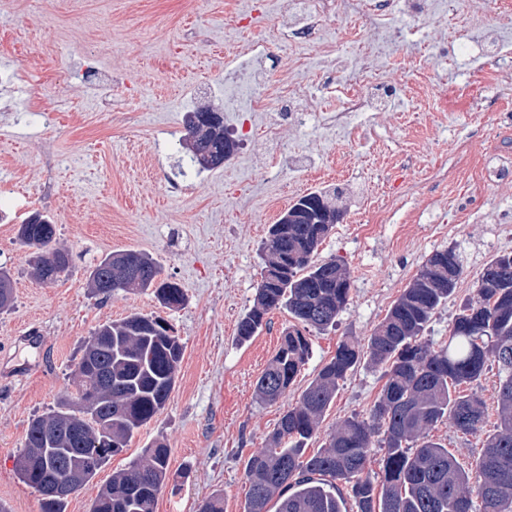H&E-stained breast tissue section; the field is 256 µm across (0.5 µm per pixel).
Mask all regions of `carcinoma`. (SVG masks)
Wrapping results in <instances>:
<instances>
[{
  "label": "carcinoma",
  "mask_w": 512,
  "mask_h": 512,
  "mask_svg": "<svg viewBox=\"0 0 512 512\" xmlns=\"http://www.w3.org/2000/svg\"><path fill=\"white\" fill-rule=\"evenodd\" d=\"M220 134L205 149L183 138L180 144L202 169L216 165L207 155H225L238 143L225 133L224 113L213 112ZM336 212L323 193L300 197L287 209L294 224H273L263 241V268L253 306L239 321L237 336H254L273 310L284 309L298 322L283 333L279 348L257 379L254 392L263 404L283 399L312 353L308 334L336 326L348 303L350 272L345 261L315 260L334 224L326 222L321 203ZM56 236L50 220L21 224L20 243L34 250L33 260L48 266L56 281L71 266L64 248L49 253L34 243ZM463 266L454 249L435 251L362 346L342 341L296 404L285 410L265 447L248 459L249 484L242 512H512V251L497 255L479 273L477 298L463 305L448 330V341L436 345L424 338L435 311L454 291ZM88 287L107 298L116 291H151L166 308L186 301L183 289L161 278V266L136 250L110 253L89 271ZM108 333L98 327L86 341L73 375L77 390L101 384L107 396L105 416L112 418V452L119 453L134 433L166 406L183 354L179 337L159 316L132 313L111 321ZM498 367L496 422L470 467H463L445 444L429 438L447 420L474 434L486 420L477 393L458 394L460 385L480 386L488 362ZM367 364L381 370V391L369 411L344 419L327 434L322 448L303 458L319 423L336 398L340 382ZM76 413V402L60 401L28 425L17 465L31 460L23 482L42 495V512H65L68 499L46 497L57 483L72 480L76 489L89 483L108 461L95 447L94 431L79 437L64 434L68 455H37V434ZM384 449V477L376 482L367 471L374 442ZM171 450L164 442L114 474L92 500L89 512H156L158 496L169 479ZM347 485L352 508L336 495V482ZM198 512H224L216 491Z\"/></svg>",
  "instance_id": "cac0c4a2"
}]
</instances>
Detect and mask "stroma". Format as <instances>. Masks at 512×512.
<instances>
[{"mask_svg": "<svg viewBox=\"0 0 512 512\" xmlns=\"http://www.w3.org/2000/svg\"><path fill=\"white\" fill-rule=\"evenodd\" d=\"M433 2L426 16L401 11L374 21L346 4L328 19L324 39L348 59L378 50L380 90L393 101L360 115L367 136L353 141L321 122L322 113L343 108L328 74L292 69L282 0H0V73L19 76L0 84V265L11 271L14 296L0 311V362L27 370L0 380V503L9 512H41L38 493L16 469L28 424L75 396L82 344L105 322L161 316L183 356L164 410L70 496L66 512H89L113 472L158 440L171 450V476L157 512H197L217 490L224 512H241L246 463L282 412L340 341L366 343L432 253L451 247L464 274L425 332L434 343L447 341L460 306L476 296L478 273L506 250L494 238L497 227L512 225V80L483 76L489 55L512 53V28L499 26L500 0ZM464 20L470 41L463 47L456 29ZM258 40L269 45L268 112L225 113L239 142L233 158L215 170L188 167L179 143L186 113L223 107L227 67ZM97 69L109 79L90 84ZM305 79L313 116L282 120V110L307 106H282L276 87ZM267 119L281 120L278 139L244 143ZM480 174L487 180L477 190L469 178ZM331 191L344 219L317 257L346 262L349 301L335 327L312 334V355L287 397L265 405L255 381L294 320L276 310L259 334L237 338L261 278V244L300 196ZM20 206L49 216L72 253L69 272L55 283L30 273V251L16 238ZM379 209L382 223L364 233ZM127 249L158 260L185 305L164 308L148 291L91 294L90 267ZM31 329L45 349L19 342ZM382 385L380 371L367 366L349 374L305 455L342 420L366 413ZM492 430L464 434L444 421L431 435L467 467Z\"/></svg>", "mask_w": 512, "mask_h": 512, "instance_id": "stroma-1", "label": "stroma"}]
</instances>
